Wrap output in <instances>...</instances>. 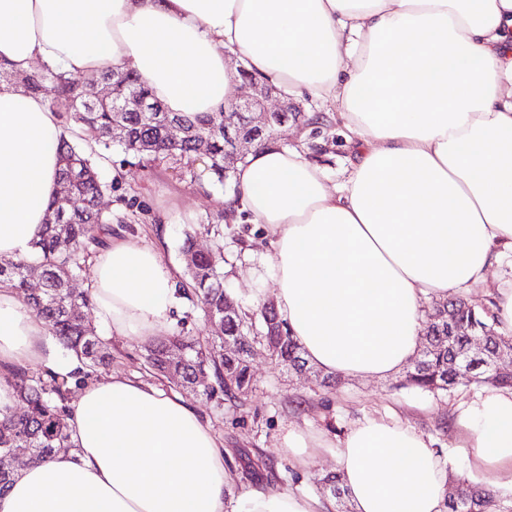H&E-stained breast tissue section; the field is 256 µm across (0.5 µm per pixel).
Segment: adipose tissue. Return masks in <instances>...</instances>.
<instances>
[{
	"label": "adipose tissue",
	"instance_id": "1",
	"mask_svg": "<svg viewBox=\"0 0 512 512\" xmlns=\"http://www.w3.org/2000/svg\"><path fill=\"white\" fill-rule=\"evenodd\" d=\"M336 111L357 150L340 181L266 141L239 163L226 211L271 235L279 317L310 364L382 379L416 353L423 304L486 281L512 251V0H0V66L135 71L170 112L236 102L241 78ZM61 115L0 82V258L29 260L59 196ZM88 285L112 334L171 329L178 270L109 236ZM49 333L0 285V373L41 358ZM71 450L27 467L0 512H331L328 498L256 491L237 501L226 452L180 396L120 375L82 384ZM468 469L512 496V390L462 411ZM308 466L328 443L281 437ZM355 512H447L450 460L428 436L357 421L335 455Z\"/></svg>",
	"mask_w": 512,
	"mask_h": 512
}]
</instances>
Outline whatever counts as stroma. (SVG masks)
I'll return each mask as SVG.
<instances>
[{"mask_svg":"<svg viewBox=\"0 0 512 512\" xmlns=\"http://www.w3.org/2000/svg\"><path fill=\"white\" fill-rule=\"evenodd\" d=\"M336 114H328L324 124L300 128L286 124L276 140L285 147H301L316 163L325 167L332 179L353 160L350 146L341 134ZM120 147H113L112 161L121 164L128 186L136 189L150 211L167 215V229L152 223L113 225V232L142 244L158 243L163 259L178 268L186 260L180 247L185 230L206 223L221 211L224 192L207 191L194 183L190 174L178 173L162 165L151 169L122 165ZM219 238L199 234L200 248H210L214 240L224 247V284L236 301L248 311L260 299L273 298V283L265 264L271 237L260 224H241L226 215L218 227ZM97 335L112 350V362L98 369L93 377L102 381L119 374L181 394L203 421L208 422L224 444L227 470L238 495L269 488L316 492V478L334 471L332 452H325L309 467H297L280 446L281 434L291 425L312 432L326 433L330 444H337L348 428L367 417H397L405 424L431 437L437 448L454 461L457 478L468 476L460 449L454 448V426L459 413L484 395L479 386L459 385L446 393L433 395L399 387L397 377L383 380L345 378L325 388L311 378L298 376L277 365L264 351H256L251 365L255 386L237 405L223 394L205 397L180 390L170 379L153 372L146 359L143 341L110 335L101 322H94Z\"/></svg>","mask_w":512,"mask_h":512,"instance_id":"1","label":"stroma"}]
</instances>
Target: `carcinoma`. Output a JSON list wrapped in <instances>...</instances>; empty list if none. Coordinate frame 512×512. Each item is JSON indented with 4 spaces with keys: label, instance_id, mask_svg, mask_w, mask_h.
<instances>
[{
    "label": "carcinoma",
    "instance_id": "obj_1",
    "mask_svg": "<svg viewBox=\"0 0 512 512\" xmlns=\"http://www.w3.org/2000/svg\"><path fill=\"white\" fill-rule=\"evenodd\" d=\"M102 82L111 87V96L97 99L84 94L83 87ZM33 91L42 92L55 105L74 111V125L92 127L97 131L94 144L85 145L80 135L65 140L60 146V188L82 202L81 207L64 215L51 207L49 218L40 238L34 243L36 261L0 259V282L8 283L23 294L34 313L42 318L50 336L58 342L80 367L77 374L86 378L91 369L106 364L107 346L96 336L85 319L84 310L92 306L91 295L71 288L72 282L96 251L104 245L98 233L102 227L112 231V225L125 223V218L98 207L104 195L116 199L128 210H137L147 217L150 211L139 197L130 192L123 182L113 178L103 182L98 170L101 163L112 161V126L125 129V138L119 145L126 155L123 162L132 158L145 169L155 163L181 172H194L199 161L195 148V133L207 131L212 144L207 170L212 176L209 188H222L231 177L224 170L225 129L246 130V123L236 112H192L174 114L154 99L149 89L131 70H108L89 76H75L47 67L42 76L27 83ZM136 94L147 102L146 110L120 111L117 105L126 97ZM176 123L186 130L179 141L168 140V126ZM183 254L191 257L187 264L186 279L176 288L184 291L186 298L200 306L210 325L211 340L203 345L195 339L182 338L178 345H150L147 348L151 366L160 373L175 370L181 374L182 386L211 396L216 391L225 399L238 401L252 388L248 350L241 349L233 357L224 356V337L240 336L254 345H266L280 336L277 363L291 368L297 361H306L304 352L288 332L275 310L260 308L258 318L240 316L235 329L224 330L223 246L202 252L194 249V233H185L181 245ZM40 270L43 278L39 292L28 289V273ZM456 321L466 332L448 329V306L425 313L423 349L405 371L399 386L437 393L450 389L457 380L477 385L512 387V376L494 372L487 361L468 357L471 342L482 340L491 355L512 351V335L499 331L494 311L486 305L471 304L463 299L453 302ZM467 359L468 369H452L449 362L454 357ZM9 384L15 400L14 407L0 413V495L8 491L20 469L12 466L8 457L10 448H31L28 464H44L54 454L73 447L67 423V406L70 388L68 380L49 371L46 377H34L24 369L12 373ZM458 497L448 498V512H507V508L486 490L464 479L456 480ZM321 490L338 503L344 502L347 493L338 477L327 476L321 480Z\"/></svg>",
    "mask_w": 512,
    "mask_h": 512
}]
</instances>
